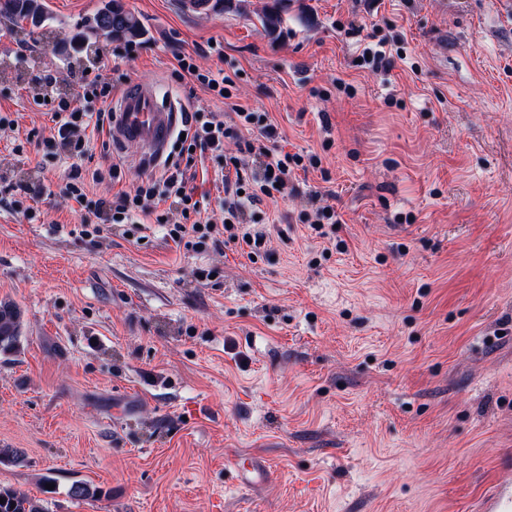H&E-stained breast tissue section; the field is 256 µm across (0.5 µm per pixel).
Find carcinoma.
<instances>
[{
  "label": "carcinoma",
  "instance_id": "obj_1",
  "mask_svg": "<svg viewBox=\"0 0 512 512\" xmlns=\"http://www.w3.org/2000/svg\"><path fill=\"white\" fill-rule=\"evenodd\" d=\"M0 19L13 26L25 23L31 26L30 42L25 47L34 49L44 40L42 30L51 20L43 0H0ZM145 30L139 19L126 10L120 0H106L97 12L86 19L81 31L70 40V48L80 54L87 52L100 38L135 42L142 39ZM22 330V313L13 302H0V353L16 348ZM0 512H48L43 500L11 486L0 485Z\"/></svg>",
  "mask_w": 512,
  "mask_h": 512
}]
</instances>
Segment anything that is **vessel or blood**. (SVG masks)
<instances>
[{
	"label": "vessel or blood",
	"instance_id": "b4317fda",
	"mask_svg": "<svg viewBox=\"0 0 512 512\" xmlns=\"http://www.w3.org/2000/svg\"><path fill=\"white\" fill-rule=\"evenodd\" d=\"M183 110V103L164 96L155 81H131L112 99V141L121 148L138 145L142 159L160 161ZM480 512H512L511 479L484 496Z\"/></svg>",
	"mask_w": 512,
	"mask_h": 512
}]
</instances>
